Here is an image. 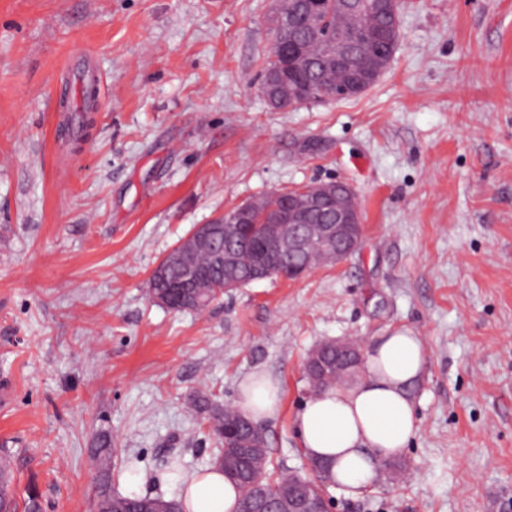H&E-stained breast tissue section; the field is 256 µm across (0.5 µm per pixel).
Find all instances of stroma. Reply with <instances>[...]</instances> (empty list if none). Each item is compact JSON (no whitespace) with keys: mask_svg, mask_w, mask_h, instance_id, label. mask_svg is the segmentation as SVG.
<instances>
[{"mask_svg":"<svg viewBox=\"0 0 512 512\" xmlns=\"http://www.w3.org/2000/svg\"><path fill=\"white\" fill-rule=\"evenodd\" d=\"M277 0H0V448L17 500L93 512L112 489L179 497L217 450L188 396L235 403L264 371L275 472L307 475L293 420L331 338L423 336L407 480L334 512H512V0H404L398 48L358 97L277 110L261 92ZM99 82L92 128L74 46ZM350 182L364 234L345 261L265 280L204 312L147 295L151 270L245 199Z\"/></svg>","mask_w":512,"mask_h":512,"instance_id":"35a3bbf8","label":"stroma"}]
</instances>
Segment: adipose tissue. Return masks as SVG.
Masks as SVG:
<instances>
[{"instance_id": "1", "label": "adipose tissue", "mask_w": 512, "mask_h": 512, "mask_svg": "<svg viewBox=\"0 0 512 512\" xmlns=\"http://www.w3.org/2000/svg\"><path fill=\"white\" fill-rule=\"evenodd\" d=\"M427 350L421 336L399 329L379 337L365 352L353 383L308 399L294 425L308 458L330 467L331 481L358 495L378 478L376 462L400 457L419 430L412 391L421 380ZM278 386L261 371L239 384L238 406L255 421L274 415ZM179 499L184 512H238L240 491L214 468L185 478Z\"/></svg>"}]
</instances>
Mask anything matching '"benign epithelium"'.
I'll return each instance as SVG.
<instances>
[{
  "mask_svg": "<svg viewBox=\"0 0 512 512\" xmlns=\"http://www.w3.org/2000/svg\"><path fill=\"white\" fill-rule=\"evenodd\" d=\"M342 34L349 35V43L355 47L387 39L383 31L346 28ZM397 41L396 37L390 39L387 50L394 51ZM330 59L351 74L343 89L347 96L362 93L382 75L374 59L365 67L355 69L353 55L347 53L345 46H336ZM250 219L251 209L246 201L224 211L226 224H248ZM276 219L278 223L268 225V235L260 244L259 258L252 268L256 281L263 280L265 273L283 254L302 248L312 238L319 241V246L311 252L307 265L310 270L339 263L342 257L354 252L360 243L362 220L356 192L339 181L313 182L288 190ZM214 232L215 228L210 224L195 225L158 262V266H188L198 250L210 245ZM309 470L313 478L295 477V483L306 488L301 494L296 493L290 485L271 493L261 480H253L251 489L256 512H332L331 498L326 491V485L330 484L328 465L311 462Z\"/></svg>",
  "mask_w": 512,
  "mask_h": 512,
  "instance_id": "benign-epithelium-1",
  "label": "benign epithelium"
}]
</instances>
